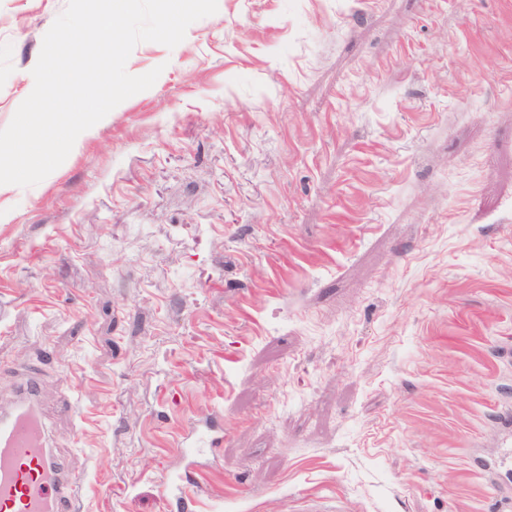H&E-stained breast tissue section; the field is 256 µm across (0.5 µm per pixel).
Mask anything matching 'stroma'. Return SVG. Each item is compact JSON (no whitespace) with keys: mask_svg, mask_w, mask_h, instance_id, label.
Masks as SVG:
<instances>
[{"mask_svg":"<svg viewBox=\"0 0 512 512\" xmlns=\"http://www.w3.org/2000/svg\"><path fill=\"white\" fill-rule=\"evenodd\" d=\"M67 0H0V129ZM30 187H0L22 366L84 512H512V0H218ZM222 429L216 416H212L203 424H189L180 428L174 437L175 443L182 452L199 448H213L221 443Z\"/></svg>","mask_w":512,"mask_h":512,"instance_id":"1","label":"stroma"}]
</instances>
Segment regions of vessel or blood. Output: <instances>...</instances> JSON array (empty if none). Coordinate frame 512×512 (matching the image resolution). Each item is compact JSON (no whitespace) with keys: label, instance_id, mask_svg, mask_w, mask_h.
Listing matches in <instances>:
<instances>
[{"label":"vessel or blood","instance_id":"1","mask_svg":"<svg viewBox=\"0 0 512 512\" xmlns=\"http://www.w3.org/2000/svg\"><path fill=\"white\" fill-rule=\"evenodd\" d=\"M36 392L35 378H28L21 400L0 411V512H82L84 482L51 455ZM221 438V426L213 417L180 428L174 440L188 452L216 447Z\"/></svg>","mask_w":512,"mask_h":512}]
</instances>
